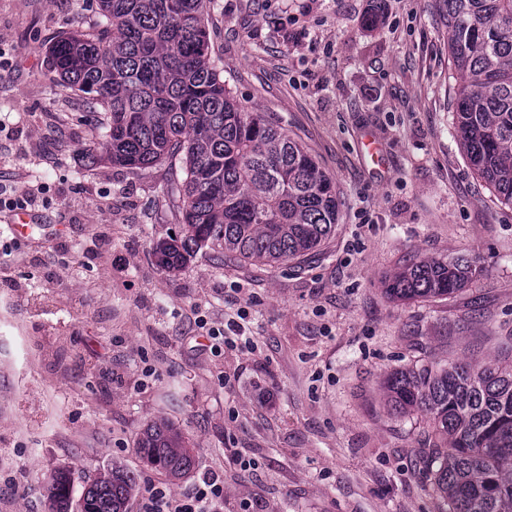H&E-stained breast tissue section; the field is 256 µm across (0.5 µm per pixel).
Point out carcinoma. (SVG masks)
I'll use <instances>...</instances> for the list:
<instances>
[{"label":"carcinoma","mask_w":512,"mask_h":512,"mask_svg":"<svg viewBox=\"0 0 512 512\" xmlns=\"http://www.w3.org/2000/svg\"><path fill=\"white\" fill-rule=\"evenodd\" d=\"M209 0H96V34L70 30L48 53L60 84L104 111L107 160L147 169L183 154L182 232L157 242L171 273L203 248L249 265L303 260L334 232L331 178L265 113L243 107L211 58ZM450 66L460 77L455 128L474 172L512 207V0H442ZM473 260L424 259L387 284L401 301L462 290ZM390 410L421 414L420 459L442 512H512V366L464 359L398 369ZM141 458L172 477L196 466L185 436L148 425ZM71 473L46 482L49 512H69ZM134 472L113 466L84 487L81 512H126Z\"/></svg>","instance_id":"obj_1"}]
</instances>
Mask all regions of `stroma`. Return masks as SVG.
Segmentation results:
<instances>
[{
    "label": "stroma",
    "instance_id": "35a3bbf8",
    "mask_svg": "<svg viewBox=\"0 0 512 512\" xmlns=\"http://www.w3.org/2000/svg\"><path fill=\"white\" fill-rule=\"evenodd\" d=\"M95 21L88 0H0V186L44 197L31 238L0 213V512H47L54 471L70 470L77 499L115 464L176 495L216 472L224 512H438L416 463L424 423L387 412L384 381L512 356V208L460 146L438 0H211L226 87L315 158L339 215L303 262L242 267L204 249L175 273L152 253L181 230V156L87 165L102 111L48 62L62 31ZM460 254L482 272L456 295H388L405 266ZM241 308L255 352L198 344ZM160 418L195 474L140 458Z\"/></svg>",
    "mask_w": 512,
    "mask_h": 512
}]
</instances>
